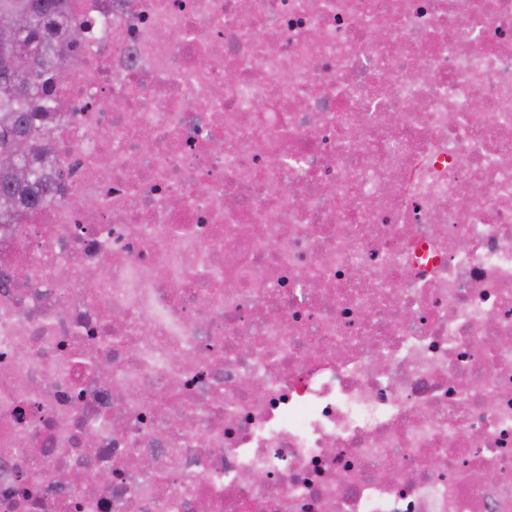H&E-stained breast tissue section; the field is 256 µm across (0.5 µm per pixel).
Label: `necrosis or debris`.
<instances>
[{"mask_svg": "<svg viewBox=\"0 0 512 512\" xmlns=\"http://www.w3.org/2000/svg\"><path fill=\"white\" fill-rule=\"evenodd\" d=\"M68 2L0 512H512V0Z\"/></svg>", "mask_w": 512, "mask_h": 512, "instance_id": "4bbe7bcc", "label": "necrosis or debris"}]
</instances>
